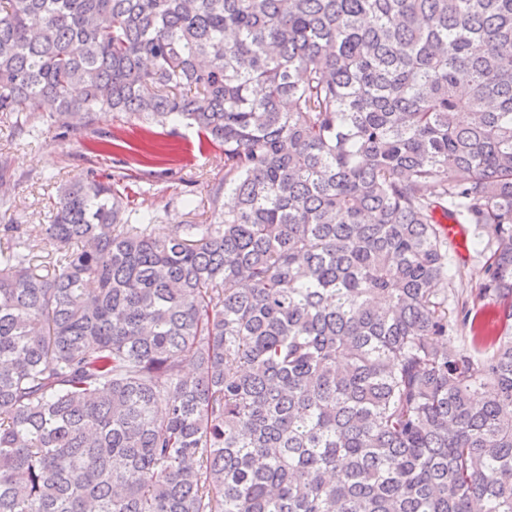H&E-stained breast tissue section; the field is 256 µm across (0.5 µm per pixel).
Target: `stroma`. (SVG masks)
Masks as SVG:
<instances>
[{
    "label": "stroma",
    "instance_id": "1",
    "mask_svg": "<svg viewBox=\"0 0 512 512\" xmlns=\"http://www.w3.org/2000/svg\"><path fill=\"white\" fill-rule=\"evenodd\" d=\"M154 131L171 147L160 159L130 153L143 131L138 121L121 113L99 114L94 125L65 135L53 121L41 119L33 133L21 139L0 123V160L7 165L5 178H0V241L17 229L35 263L55 255V247L36 228L47 223L59 205L61 186L90 172L99 177L119 171L129 174L131 205L152 214L157 236H164L175 224L213 222L211 197L219 196L218 208L223 210L231 199L221 188L222 149L199 152L195 128L180 119L168 120Z\"/></svg>",
    "mask_w": 512,
    "mask_h": 512
}]
</instances>
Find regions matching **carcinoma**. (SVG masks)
<instances>
[{
	"mask_svg": "<svg viewBox=\"0 0 512 512\" xmlns=\"http://www.w3.org/2000/svg\"><path fill=\"white\" fill-rule=\"evenodd\" d=\"M100 112L237 204L79 177L52 273L0 245V512H512V0H0L14 134ZM469 229L466 246L460 250L456 245L453 260L448 269V275L458 281H462L465 291L475 294L478 291L477 272L484 263V256H480L471 246L472 232L469 224H465Z\"/></svg>",
	"mask_w": 512,
	"mask_h": 512,
	"instance_id": "1",
	"label": "carcinoma"
}]
</instances>
